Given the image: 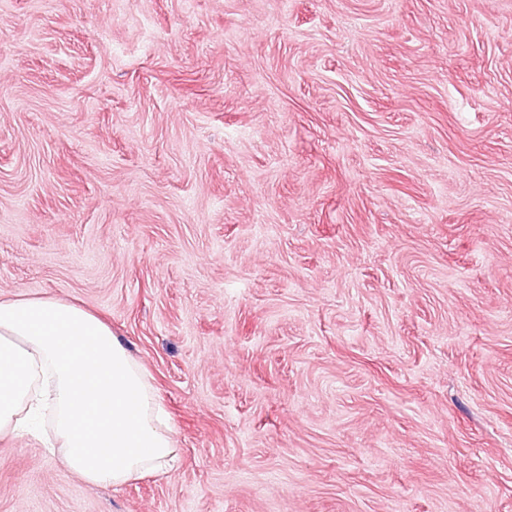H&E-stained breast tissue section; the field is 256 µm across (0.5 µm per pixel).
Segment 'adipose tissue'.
<instances>
[{"label": "adipose tissue", "mask_w": 512, "mask_h": 512, "mask_svg": "<svg viewBox=\"0 0 512 512\" xmlns=\"http://www.w3.org/2000/svg\"><path fill=\"white\" fill-rule=\"evenodd\" d=\"M169 418L145 368L96 314L50 296L0 300V436H33L93 486L171 468Z\"/></svg>", "instance_id": "1"}]
</instances>
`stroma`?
I'll list each match as a JSON object with an SVG mask.
<instances>
[{"instance_id": "35a3bbf8", "label": "stroma", "mask_w": 512, "mask_h": 512, "mask_svg": "<svg viewBox=\"0 0 512 512\" xmlns=\"http://www.w3.org/2000/svg\"><path fill=\"white\" fill-rule=\"evenodd\" d=\"M103 316L178 464L0 437V512H512V0H0V299Z\"/></svg>"}]
</instances>
